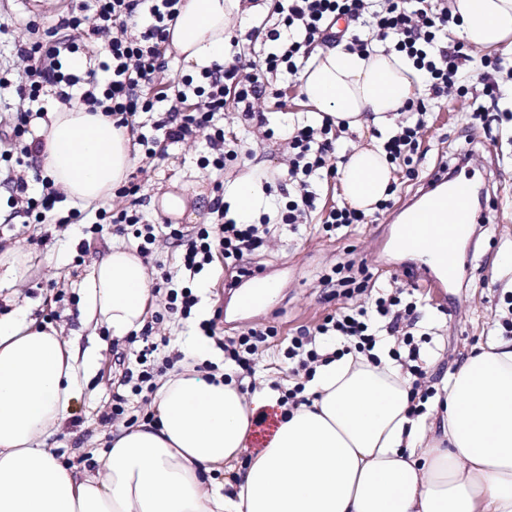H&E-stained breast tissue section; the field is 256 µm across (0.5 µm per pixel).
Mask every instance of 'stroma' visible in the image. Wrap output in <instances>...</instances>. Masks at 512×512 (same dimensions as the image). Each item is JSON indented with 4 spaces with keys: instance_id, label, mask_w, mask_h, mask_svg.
<instances>
[{
    "instance_id": "1",
    "label": "stroma",
    "mask_w": 512,
    "mask_h": 512,
    "mask_svg": "<svg viewBox=\"0 0 512 512\" xmlns=\"http://www.w3.org/2000/svg\"><path fill=\"white\" fill-rule=\"evenodd\" d=\"M70 6L71 0H41L36 9L27 0H0V103L17 101L15 88L25 64L17 57L16 46L29 38L27 21L36 18L44 27H51ZM266 82L267 91L255 102L254 109L264 113L269 126L252 129L239 159L224 171L200 168L197 160L203 153V143L199 140L169 146L162 159L135 161L131 174L141 186V209L148 223L167 222L166 214L152 203L160 191L175 186L189 189L201 183L210 192L215 182H229L258 169L270 176L262 189L263 196L272 202L281 200L276 175L288 165L282 118L289 115L296 123H304L305 98L297 76L273 73L267 75ZM469 111L467 102L451 96L428 113L418 176L412 179L405 169H397L393 206L386 213L368 215L366 223L331 236L323 231L316 212L298 231L278 227L271 250L259 260L266 280L277 285L267 311L249 313L239 309L237 291L224 286V260L218 255L198 277L196 318L171 316L165 310L164 294H157L154 335L168 337L174 351H187L195 342L203 344L205 362L223 366V352L214 339L202 336L199 320L217 317L222 337L257 323L275 325L285 336L294 333L297 327L313 324L336 309V302L326 300L318 279L336 262L350 258L365 264L377 285H386L395 278L418 289L419 330L429 336L421 351L435 361L429 372L431 379L452 372L491 337H504L499 318L507 313L504 296L512 290V116L489 112L494 134L489 140L483 130L467 131L465 117ZM466 146L475 151L478 160L462 167L459 174L482 190V209L488 221L474 226L461 241L455 285L437 288L433 285L434 271L423 270L419 256L397 250L394 240L403 216L427 196L430 174ZM33 174L29 163L0 172V249L20 247L31 254L32 267L24 282L14 287V294L32 306L39 322L60 328L64 339L91 357L90 362L79 365L86 387L59 430L46 440L47 447L62 462L71 464L84 461V449L108 450L118 426L106 416L116 398H124L127 415L141 417L151 410L142 396L133 394L123 383L125 370L136 365L143 341H116L104 327L80 326L81 280L110 247L130 246L135 239L110 227L103 239L94 241L83 225L60 223V216L71 208L66 201L56 204L55 223H26L24 215L11 207L9 198L16 178L28 180L30 191L40 192Z\"/></svg>"
}]
</instances>
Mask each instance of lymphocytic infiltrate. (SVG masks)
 Segmentation results:
<instances>
[{
  "label": "lymphocytic infiltrate",
  "instance_id": "obj_1",
  "mask_svg": "<svg viewBox=\"0 0 512 512\" xmlns=\"http://www.w3.org/2000/svg\"><path fill=\"white\" fill-rule=\"evenodd\" d=\"M180 0H76L74 7L58 18L47 31H40L35 21H28L31 34L28 42L17 45L18 57L30 61L31 79L18 85L17 94L27 101L26 109L13 113L9 122L12 144L23 143L29 132L32 107L39 103L45 88H53L59 102L70 103L74 87H82L81 103L89 111L103 112L116 119L118 125L134 126L143 113L154 114L150 131L138 133L136 142L146 156H164L167 146L204 139L208 151L200 156L202 168L223 170L238 154L229 149L223 123L218 116L224 110L227 96H234L245 119L265 125L263 113L254 111L253 102L261 96L264 73L283 71L296 73L299 63L308 58L312 46L332 40V25L345 20L347 25L368 26L379 40L392 41L397 51L406 53L417 67L425 69L429 78V95L407 103L396 131L383 144L391 164L412 167L418 153L424 128V115L443 98L455 96L469 99L481 93L491 104H498L503 92L495 78L501 72V57L474 59L471 47L463 42L453 48L442 45L447 35L449 11L433 13L426 0H274L266 38L270 46L265 54L264 72L241 80V56L232 61L216 63L202 69L197 76L186 75L160 82L167 68L165 58L167 29L176 20ZM104 42L108 55L99 70L87 73L73 71L68 60L92 42ZM480 62L483 87L474 89L464 75L470 62ZM337 135L331 119L321 126L310 124L295 127L287 138L289 165L286 177L292 192L278 213L281 223L297 227L305 223L317 199L315 182L336 173ZM42 192L31 196L24 181H17L11 197L13 208L34 223L42 224L63 196L49 178H42ZM140 187L128 183L120 189L129 197V206L115 214L100 208L95 212L89 231L99 235L106 223L117 229L132 228L138 239L141 256H149L157 241L155 225L147 223L139 208ZM210 224H173L169 236L182 248L179 279L164 276L167 284V311L189 318L198 303L193 291L196 275L221 254L225 268L231 269L232 283L252 274L255 261L271 238L269 216L259 223L241 224L229 219L223 199H216ZM365 265L348 260L332 266L319 279L322 288L333 296L344 297L345 303L326 314L313 327L299 330L290 337L283 357L288 362L292 386L282 392L281 405L303 404L304 381L310 378L317 364L327 361L328 346L337 353L350 350L370 355L380 335L391 338V357L401 365L415 390L429 396L434 392L420 364V347L414 339L418 323L417 305L406 300L401 287L376 288ZM153 326L145 324L141 336L145 345L139 352L137 368L126 370L123 381L132 392H155L157 380L174 370L181 354L164 356L155 362L154 353L168 346V339L153 341ZM276 326L260 323L240 334L225 338L219 347L224 362L232 366L238 380L254 379L268 338L277 336Z\"/></svg>",
  "mask_w": 512,
  "mask_h": 512
}]
</instances>
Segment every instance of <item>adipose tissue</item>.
I'll list each match as a JSON object with an SVG mask.
<instances>
[{"mask_svg":"<svg viewBox=\"0 0 512 512\" xmlns=\"http://www.w3.org/2000/svg\"><path fill=\"white\" fill-rule=\"evenodd\" d=\"M258 0H181L169 44L190 68L223 61L232 21ZM455 38L488 52L512 46V0H455ZM314 120L347 131L392 130L425 77L375 42L316 47L299 74ZM36 164L68 202L114 197L134 165L127 128L83 105L56 104L36 120ZM338 165L341 195L370 214L396 181L382 141ZM83 323L112 337L140 331L155 305L135 248L118 246L80 284ZM317 366L306 404L286 411L270 442L242 459L250 401L237 381L191 370L163 381L151 419L119 430L93 468L61 463L45 439L81 393L79 351L28 308L0 317V512H512V340L494 338L443 377L420 414L386 347ZM231 472V492L217 476Z\"/></svg>","mask_w":512,"mask_h":512,"instance_id":"obj_1","label":"adipose tissue"}]
</instances>
